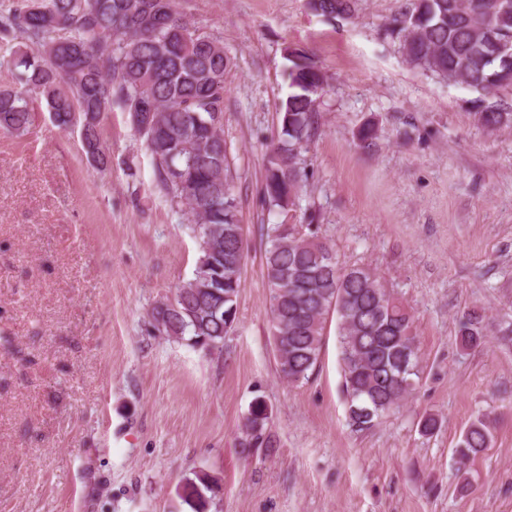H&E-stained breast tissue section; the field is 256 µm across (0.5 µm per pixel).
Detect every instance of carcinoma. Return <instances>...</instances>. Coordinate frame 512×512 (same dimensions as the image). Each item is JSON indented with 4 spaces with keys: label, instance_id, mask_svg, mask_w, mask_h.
Wrapping results in <instances>:
<instances>
[{
    "label": "carcinoma",
    "instance_id": "1",
    "mask_svg": "<svg viewBox=\"0 0 512 512\" xmlns=\"http://www.w3.org/2000/svg\"><path fill=\"white\" fill-rule=\"evenodd\" d=\"M356 0H318L328 18L352 16ZM512 38V0H412L390 34L417 69L476 91L512 89V63L486 59L485 28ZM289 93L277 106V139L266 145L261 195L269 210L287 215L311 174L303 157L319 132L324 75L299 49L287 50ZM15 73L0 89V134L21 137L34 124L31 103H45L63 130L80 126L87 160L107 166L104 115L119 105L144 138L161 189L190 217L199 240L192 277L175 287L173 302L152 309L156 329L211 351L237 318L246 258L243 225L224 139V42L199 32L177 0H13L0 5V67ZM475 121L489 132L512 125V112L473 101ZM264 277L271 335L281 377L310 378L327 328L335 324L348 424L375 427L420 380L419 346L408 307L366 266L343 267L333 247L302 224L267 228ZM484 315L458 320L463 350L485 345ZM271 411L255 398L243 423V451L274 448ZM493 432L479 415L463 432L455 455L466 464L490 447ZM219 481L197 472L180 485L190 512H208Z\"/></svg>",
    "mask_w": 512,
    "mask_h": 512
}]
</instances>
